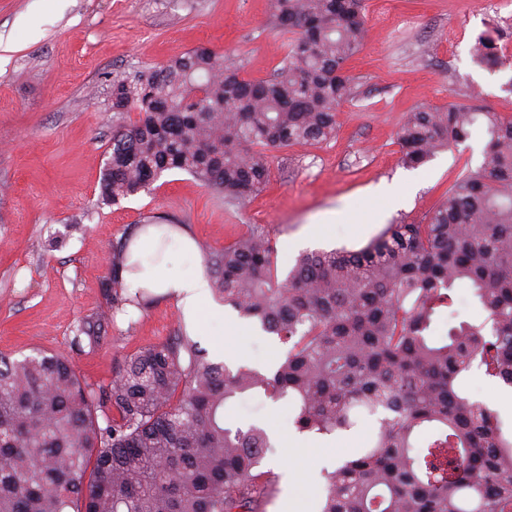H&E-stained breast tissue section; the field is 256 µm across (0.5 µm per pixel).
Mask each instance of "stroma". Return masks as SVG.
Masks as SVG:
<instances>
[{
	"mask_svg": "<svg viewBox=\"0 0 512 512\" xmlns=\"http://www.w3.org/2000/svg\"><path fill=\"white\" fill-rule=\"evenodd\" d=\"M493 0H364L367 30L347 63L352 94L337 112L334 139L269 151L268 183L242 204L226 203L184 171L119 205L99 203L112 135L123 124L112 82L160 67L206 44L263 78L285 53L272 25L271 0H0V352L41 348L69 357L88 380L109 384L118 363L185 328L173 299L116 312L97 346L72 344L79 320L106 300L103 280L113 243L146 224H167L195 238L201 254L262 227L277 249L279 276L301 250H355L390 224H421L466 171L483 162L482 127L425 164H403L396 132L417 108L455 103L512 116V54L494 70L471 48L488 30ZM391 195H381V188ZM335 213L327 240L308 234ZM487 314L472 289L456 292L435 335ZM238 362L272 366L286 346L253 324L230 337ZM233 419L266 429L273 449L265 468L291 462L300 473L303 512H321L323 472L368 442L377 429L361 417L346 434L319 437L299 453L287 401L240 398Z\"/></svg>",
	"mask_w": 512,
	"mask_h": 512,
	"instance_id": "1",
	"label": "stroma"
}]
</instances>
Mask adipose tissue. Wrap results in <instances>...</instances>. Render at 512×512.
<instances>
[{"label":"adipose tissue","instance_id":"ef3b65f1","mask_svg":"<svg viewBox=\"0 0 512 512\" xmlns=\"http://www.w3.org/2000/svg\"><path fill=\"white\" fill-rule=\"evenodd\" d=\"M167 234L171 235L173 246L192 257L191 264L183 270L169 271L151 259L156 238ZM130 261L131 268L121 273L129 295L144 293L175 299L196 331H207L215 336H232L239 332L238 324L225 320L223 310H207L203 307L210 283L199 256L198 244L193 237L170 231L165 224L147 225L131 245Z\"/></svg>","mask_w":512,"mask_h":512}]
</instances>
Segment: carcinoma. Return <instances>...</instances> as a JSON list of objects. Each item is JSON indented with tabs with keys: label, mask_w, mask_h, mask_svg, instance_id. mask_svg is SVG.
<instances>
[{
	"label": "carcinoma",
	"mask_w": 512,
	"mask_h": 512,
	"mask_svg": "<svg viewBox=\"0 0 512 512\" xmlns=\"http://www.w3.org/2000/svg\"><path fill=\"white\" fill-rule=\"evenodd\" d=\"M286 53L266 79L198 47L112 82V108L138 118L112 136L100 202L118 205L181 170L229 203L268 182L265 151L336 136L352 92L346 62L362 44V0H272ZM478 62L502 65L486 36ZM489 139L424 224H390L355 250L302 254L278 278L275 246L255 227L204 257L224 304L288 346L274 368L207 359L187 333L124 359L102 386L63 355L0 353V512H265L278 475L271 443L232 425L246 393L288 401L301 433L348 431L362 413L370 445L324 473L321 512H512V434L466 396L474 366L512 387V117L453 105L408 114L396 133L409 167ZM128 242L113 246L106 310L76 337L98 345L111 317L150 299L126 295ZM457 288L487 313L434 335Z\"/></svg>",
	"instance_id": "obj_1"
}]
</instances>
